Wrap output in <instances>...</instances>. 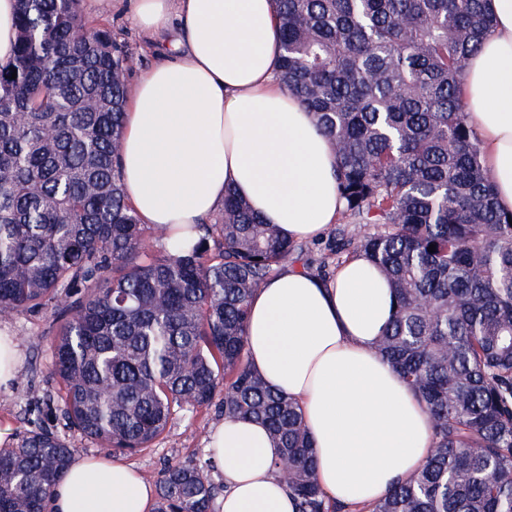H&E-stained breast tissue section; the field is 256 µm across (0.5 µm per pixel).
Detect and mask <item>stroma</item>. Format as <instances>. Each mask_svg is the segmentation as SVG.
<instances>
[{
	"label": "stroma",
	"instance_id": "1",
	"mask_svg": "<svg viewBox=\"0 0 512 512\" xmlns=\"http://www.w3.org/2000/svg\"><path fill=\"white\" fill-rule=\"evenodd\" d=\"M87 18L106 23L127 56L126 83H134L155 59V52L174 37L173 30L153 31L134 27L125 0H97ZM8 329L20 351V365L13 382L0 386V446L19 447L32 431L46 429L62 437L84 455L101 454L100 445L71 429L55 397L57 385L50 376L51 340L59 322L48 311L24 313L0 319V330ZM219 420L216 407H200L178 414L163 435L149 448L128 455L127 460L147 481H155L165 463L199 461L208 454L207 433Z\"/></svg>",
	"mask_w": 512,
	"mask_h": 512
}]
</instances>
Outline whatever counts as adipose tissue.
I'll list each match as a JSON object with an SVG mask.
<instances>
[{
    "label": "adipose tissue",
    "mask_w": 512,
    "mask_h": 512,
    "mask_svg": "<svg viewBox=\"0 0 512 512\" xmlns=\"http://www.w3.org/2000/svg\"><path fill=\"white\" fill-rule=\"evenodd\" d=\"M469 58L463 101L497 204L512 211V0ZM143 29L179 23V38L128 90L119 169L141 223L167 243H193L195 224L225 189L288 239L319 237L337 220L336 153L278 76L273 0H129ZM394 313L383 273L354 258L325 281L287 267L253 295L249 363L296 401L314 441L316 476L333 501L367 512L416 473L434 448L421 400L376 350ZM224 485L219 512H295L264 425L227 419L208 432ZM155 488L120 458L75 456L49 512H152Z\"/></svg>",
    "instance_id": "obj_1"
}]
</instances>
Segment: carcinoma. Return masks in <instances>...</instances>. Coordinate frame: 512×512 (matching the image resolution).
<instances>
[{"label": "carcinoma", "instance_id": "obj_1", "mask_svg": "<svg viewBox=\"0 0 512 512\" xmlns=\"http://www.w3.org/2000/svg\"><path fill=\"white\" fill-rule=\"evenodd\" d=\"M79 2L18 0L0 68V317L60 314L57 398L101 447L148 448L174 414L217 399L224 417L265 425L296 512H343L318 484L298 404L245 350L253 293L313 247L231 190L191 247L140 222L117 166L124 54ZM274 3L280 78L337 157L341 224L307 269L325 279L363 255L383 272L395 311L377 351L435 439L370 512H512V212L496 205L462 98L493 27L485 0ZM74 453L45 430L0 449V512H45ZM213 469L166 465L154 512H214Z\"/></svg>", "mask_w": 512, "mask_h": 512}]
</instances>
